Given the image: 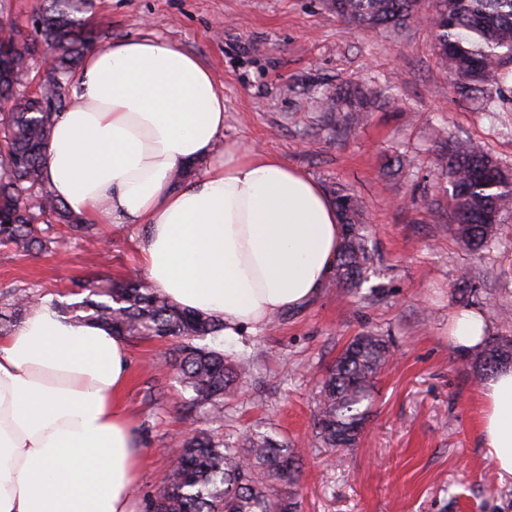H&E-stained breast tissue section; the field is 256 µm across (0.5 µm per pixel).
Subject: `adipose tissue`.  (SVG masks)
<instances>
[{"label":"adipose tissue","mask_w":512,"mask_h":512,"mask_svg":"<svg viewBox=\"0 0 512 512\" xmlns=\"http://www.w3.org/2000/svg\"><path fill=\"white\" fill-rule=\"evenodd\" d=\"M58 114L45 173L92 224L145 226L140 265L157 292L224 322L258 329L319 291L341 228L308 174L278 156L223 143L224 95L194 56L158 39L87 53ZM201 164L173 186L172 174ZM481 313L460 312L451 342L482 346ZM126 338L62 313L53 298L0 337V512H136L142 467L118 400ZM480 445L512 478V368L482 391Z\"/></svg>","instance_id":"1"}]
</instances>
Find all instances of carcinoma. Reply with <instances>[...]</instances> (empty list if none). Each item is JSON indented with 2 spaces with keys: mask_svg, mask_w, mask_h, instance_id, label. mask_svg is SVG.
<instances>
[{
  "mask_svg": "<svg viewBox=\"0 0 512 512\" xmlns=\"http://www.w3.org/2000/svg\"><path fill=\"white\" fill-rule=\"evenodd\" d=\"M422 0H329V9L367 30L405 27L420 13ZM88 0H47L36 19L44 41L57 55L40 98L22 92L31 62L29 47L18 34H0V99L13 101L0 119V246L16 253L48 248L53 239L31 223V190L40 196L55 223L81 240L100 241L98 225L88 224L53 193L45 176L44 149L57 113L67 106L62 90L72 70L96 40L83 17ZM434 50L449 70L459 98L486 107L500 101L512 78V0H433ZM320 110L338 128L363 120L367 97L324 90ZM448 145L442 174L452 186L453 223L474 249L492 241L493 226L512 209V171L504 169L475 144ZM335 204L343 236L336 258V282L355 287L372 256L362 224L363 201L338 189ZM39 294L14 293L0 303V336L8 335L34 307ZM57 307L74 318L92 321L126 339L156 338L176 342V378L189 393L186 410L217 422L245 367L224 351L204 343L224 331L220 319L182 308L137 276L89 288L80 302ZM392 357L389 342L375 333L355 337L336 357L322 381L318 435L329 448L356 443L365 429L374 379ZM483 376L512 364V336L491 339L477 356ZM179 463L166 485L151 500L149 512H300L298 477L302 451L264 433H251L243 444L202 429L174 450Z\"/></svg>",
  "mask_w": 512,
  "mask_h": 512,
  "instance_id": "carcinoma-1",
  "label": "carcinoma"
}]
</instances>
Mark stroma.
<instances>
[{"instance_id": "obj_1", "label": "stroma", "mask_w": 512, "mask_h": 512, "mask_svg": "<svg viewBox=\"0 0 512 512\" xmlns=\"http://www.w3.org/2000/svg\"><path fill=\"white\" fill-rule=\"evenodd\" d=\"M100 46L154 37L198 57L224 94V140L276 154L326 193L350 189L365 203L373 261L360 288L328 279L306 306L267 327L217 340L250 366L227 401L220 431H254L304 448L300 512H512V481H500L481 448L482 385L474 354L449 340L459 310L481 312L488 337L512 336V211L489 248L455 234L451 187L441 174L438 131L481 145L512 168V108L476 110L459 99L434 51L426 17L391 32L336 16L327 0H92ZM375 93L362 123L333 131L319 121L324 88ZM105 245L60 236L50 250L0 247V297L35 288L80 301L81 289L137 270L138 238L101 224ZM375 331L395 362L374 383L369 422L350 448L316 433L319 380L355 337ZM173 342L129 344L122 401L145 452L138 512L166 482L169 449L191 426L186 393L170 368Z\"/></svg>"}]
</instances>
